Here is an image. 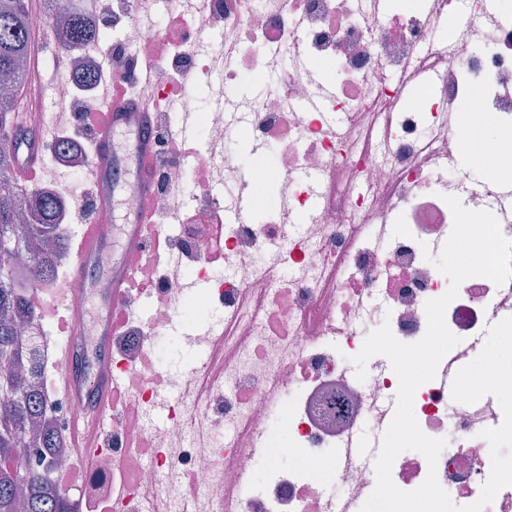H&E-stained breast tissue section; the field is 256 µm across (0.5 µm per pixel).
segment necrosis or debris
<instances>
[{
	"label": "necrosis or debris",
	"mask_w": 512,
	"mask_h": 512,
	"mask_svg": "<svg viewBox=\"0 0 512 512\" xmlns=\"http://www.w3.org/2000/svg\"><path fill=\"white\" fill-rule=\"evenodd\" d=\"M164 2L188 10L186 39L157 58L161 28L145 27L137 0H127L109 65L124 69L133 53L151 67L152 80L131 92L157 103L163 149L184 174L155 207L192 205L200 231L166 232L178 257L157 267L155 303L146 312L131 301L127 333L112 339V371L133 414L113 422L112 444L96 449L91 468L71 452L61 474L79 490L80 512H149L154 498L160 512H361L399 386L384 359L365 380L351 373L362 328L389 323L404 343L424 336L426 302L450 287L430 261L453 227L444 195L491 212L512 239V0H425L397 16L383 0ZM29 22L32 35L48 33L50 62L64 71L55 98L76 109L95 104L81 95L71 61L99 73L101 39L71 51L48 10L31 7ZM320 61L330 63L329 78ZM193 83L205 87V107L189 96ZM179 102L197 138H188ZM17 107L45 130L42 191L71 208L64 128L30 102ZM489 112L492 133L461 166L462 118L479 126ZM238 131L252 148L253 188L278 183L259 224L239 206L244 171L227 147ZM203 276L213 282L204 300L224 314L215 340L180 333L184 285ZM507 317L512 280L463 281L445 313L460 342L440 369L453 375L472 362L488 327ZM167 336L190 353L204 348L208 366L192 379L164 367ZM38 382L59 436L75 416L102 429V417L80 413L51 372ZM335 398L341 415L325 414ZM414 414L424 434L447 441L440 485L456 504L475 502L491 469L480 433L502 423L498 400L454 401L436 378L417 389ZM350 439L367 441L362 457L345 455Z\"/></svg>",
	"instance_id": "obj_1"
}]
</instances>
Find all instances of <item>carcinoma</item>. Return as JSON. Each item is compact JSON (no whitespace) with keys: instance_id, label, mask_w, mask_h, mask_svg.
Wrapping results in <instances>:
<instances>
[{"instance_id":"carcinoma-1","label":"carcinoma","mask_w":512,"mask_h":512,"mask_svg":"<svg viewBox=\"0 0 512 512\" xmlns=\"http://www.w3.org/2000/svg\"><path fill=\"white\" fill-rule=\"evenodd\" d=\"M67 29L68 48L100 36L90 16L73 0H50ZM29 0H0V460H11L22 436L34 424L42 426L39 442L50 454L60 452L61 440L50 432L35 383L23 376L32 360L19 336L21 323L32 317L31 292L56 279L68 263L67 236L54 234L60 204L46 192L27 201L25 222H19L18 200L23 188L16 182L15 143L25 138L15 103L28 82L24 62L31 52ZM32 252L29 276H16L19 255ZM73 496L62 492L55 465L0 466V512H77Z\"/></svg>"}]
</instances>
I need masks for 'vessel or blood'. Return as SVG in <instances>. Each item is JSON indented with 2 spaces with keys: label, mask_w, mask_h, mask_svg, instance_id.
Listing matches in <instances>:
<instances>
[{
  "label": "vessel or blood",
  "mask_w": 512,
  "mask_h": 512,
  "mask_svg": "<svg viewBox=\"0 0 512 512\" xmlns=\"http://www.w3.org/2000/svg\"><path fill=\"white\" fill-rule=\"evenodd\" d=\"M102 96L107 110L95 127L93 157L83 179L92 188L95 209L111 210L121 194L136 197L139 206L127 213L121 227L120 257L100 277L95 271L109 243L101 236L98 224L89 221L79 225L74 260L61 293V306L68 315L67 335L56 347V360L60 366L59 390L78 406L108 418L120 401L107 363L112 359V338L123 325V303L132 289L133 276L127 261L143 253L148 240L159 238L160 226L153 207L158 159L146 133L148 114L134 110L117 87L104 85ZM120 135L130 138V155L118 149L116 138ZM17 148L23 154L17 182L37 183L42 177L37 147L21 142ZM129 161L135 165V174L127 181L123 172ZM69 435L87 462L92 460L94 448L110 441L108 435L89 431L76 421L71 423Z\"/></svg>",
  "instance_id": "b4317fda"
}]
</instances>
